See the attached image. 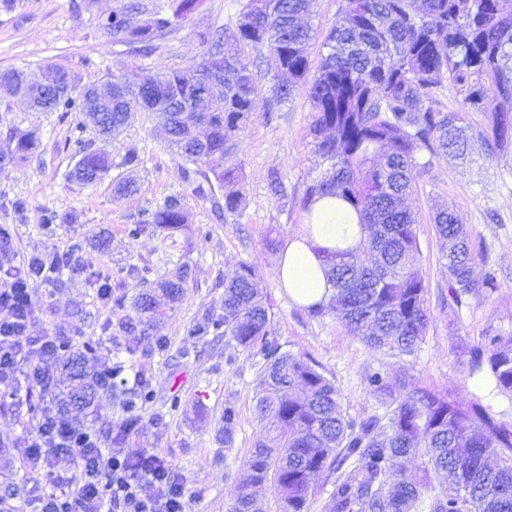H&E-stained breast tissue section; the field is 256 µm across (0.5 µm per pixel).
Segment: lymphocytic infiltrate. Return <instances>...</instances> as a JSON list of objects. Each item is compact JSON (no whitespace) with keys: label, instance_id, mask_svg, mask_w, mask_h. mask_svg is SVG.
Wrapping results in <instances>:
<instances>
[{"label":"lymphocytic infiltrate","instance_id":"obj_1","mask_svg":"<svg viewBox=\"0 0 512 512\" xmlns=\"http://www.w3.org/2000/svg\"><path fill=\"white\" fill-rule=\"evenodd\" d=\"M31 264L0 251V382L28 377L31 368L49 372L58 361L53 336L30 333L34 295L28 284ZM75 461L69 475L56 476L57 457ZM154 470L143 478L128 476L120 454L102 447L94 432L74 435L56 414H46L25 439L20 460L24 472L53 478L54 489L35 512H182L185 487L167 460L151 457Z\"/></svg>","mask_w":512,"mask_h":512}]
</instances>
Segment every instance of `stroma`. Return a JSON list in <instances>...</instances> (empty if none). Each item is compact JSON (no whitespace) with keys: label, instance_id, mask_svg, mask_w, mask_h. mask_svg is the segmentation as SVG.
<instances>
[{"label":"stroma","instance_id":"35a3bbf8","mask_svg":"<svg viewBox=\"0 0 512 512\" xmlns=\"http://www.w3.org/2000/svg\"><path fill=\"white\" fill-rule=\"evenodd\" d=\"M150 0H0V71L18 69L39 80L55 69L68 72L76 88L100 84L109 74L139 83L150 73L187 67L207 51L198 34L210 30L223 36L233 26L244 0H201L187 17L149 47L136 49L120 43L100 27L101 19L122 5L149 4ZM310 104L302 91L288 101L259 106L257 114L239 132V154L244 171L247 206L241 214L224 213L222 195L198 194L182 175L180 159L165 144L160 115L140 112L126 130L107 143L114 167L94 185L67 181L74 161L63 144L73 117L57 112H26L11 89L0 83V153L13 148L23 131L39 129L41 139L26 161L0 168V225L9 226L11 245L22 256H62L72 240L87 246L83 257L103 273L117 266H147L153 276L174 267L182 253L164 234L149 232L129 239L125 227L138 214L167 196L183 197L196 233L193 238L195 281L183 301L164 316L163 333L169 350L153 351V339L140 337L137 355L128 364L127 379L146 373L156 400L145 413L151 428L132 434L121 444L123 454L147 448L171 461L187 494L184 512H230L242 478L243 463L263 434L255 415L261 357L229 345L223 338L200 340L187 328L209 313L221 312L224 281L241 263H251L272 304V326L285 350L311 357L339 388L344 411L352 417L381 413L367 378L375 370L397 376L409 373L417 386L446 394L461 406L480 395L468 369L469 350L491 337L512 345V172L503 161L483 149L465 158L445 154L421 155L422 168L414 193L406 200L416 212L417 234L423 254L427 285L429 327L417 357L404 358L373 350L348 335L334 316L313 317L295 304L278 278L279 245L296 235L305 222L301 200L319 170L308 134ZM136 150L139 190L115 197L114 179L122 176L120 162ZM285 176L286 198L272 196L268 175ZM449 205L467 224L478 251L476 274L497 273L499 288L487 296L477 291L462 308L447 304L448 272L442 240L432 226L437 208ZM64 216V223L46 234L47 212ZM112 237L109 249L93 247L99 231ZM34 293L32 333L36 336L66 332L73 338L97 336L102 347L94 356L96 368L115 359L112 325L123 310L98 299L85 277L69 278L56 287L43 278L30 282ZM14 383L0 382V495L13 496L22 506L24 491L38 480L20 468L23 440L30 429L24 395L9 399ZM179 392L182 407L169 413L167 400ZM238 413L232 451H224L216 435L225 406Z\"/></svg>","mask_w":512,"mask_h":512}]
</instances>
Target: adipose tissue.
Masks as SVG:
<instances>
[{
	"instance_id": "obj_1",
	"label": "adipose tissue",
	"mask_w": 512,
	"mask_h": 512,
	"mask_svg": "<svg viewBox=\"0 0 512 512\" xmlns=\"http://www.w3.org/2000/svg\"><path fill=\"white\" fill-rule=\"evenodd\" d=\"M364 233L347 205L323 198L313 206L301 233L289 238L278 260V275L290 298L309 307L327 302L330 287L320 250L354 247Z\"/></svg>"
}]
</instances>
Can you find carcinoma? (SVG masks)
<instances>
[{"label":"carcinoma","mask_w":512,"mask_h":512,"mask_svg":"<svg viewBox=\"0 0 512 512\" xmlns=\"http://www.w3.org/2000/svg\"><path fill=\"white\" fill-rule=\"evenodd\" d=\"M200 0H171L170 11L122 6L102 22V28L121 43L149 46L173 21L193 12ZM309 0H247L233 30L224 33V48L207 52L186 68L152 73L143 87L133 90L112 84V100L91 109L76 92L29 86L20 105L29 112H74L78 120L65 146L75 158L67 178L101 181L114 166L112 156L94 140L108 142L120 134L136 112H160L165 117L167 146L179 159L195 166L184 178L203 177L195 190L205 195L223 191L224 211L239 213L245 205L242 164L236 161V133L258 111L253 74L240 64L244 46L264 47L277 59L288 81H275L271 97L288 99L305 92L311 106L309 135L321 169L307 185L302 208L324 197L349 204L359 216L367 237L350 249L323 255L329 301L307 307L315 316L332 313L351 336L373 350L413 356L425 341L429 316L416 214L403 207L412 193L427 151L463 154L480 141L487 150L512 154V0H424L414 14L408 0H345L326 31L316 69L310 67L312 28L301 24ZM224 70V91L201 95L214 70ZM448 78L461 107L443 110L437 99ZM469 112L488 114V125L475 130ZM94 139H84L86 132ZM39 131L20 133L13 150L0 160L24 161L35 147ZM117 196L138 191L127 175L113 183ZM173 237L187 233L189 213L179 195H169L155 208L127 225L130 238L149 228ZM435 234L447 244L448 301L461 307L477 290L488 296L499 284L494 271L481 280L473 276L476 251L471 233L457 214L443 209L433 218ZM369 255L367 261L360 253ZM57 266L56 284L64 277L85 276L100 295L112 278H137L143 287L133 313L117 323L125 344L117 346L112 378L98 383L91 365L99 340L90 337L76 348L57 339L59 364L68 384L54 394L61 412L85 410L97 392L120 390L125 416L106 421L112 444L147 429L143 411L154 401L151 378L142 373L126 386L127 362L139 351L134 336L154 337L164 352L168 338L161 334L154 313L176 307L192 278L186 259L174 271L151 281L149 269L119 267L116 275L90 265L57 259H35ZM266 291L248 263L224 281V313L192 324L187 333L199 339L226 337L237 350L264 360L255 414L268 431L255 443L244 462L232 512H256L254 490L273 486L279 512H306L316 493L315 477L337 471L339 476L326 504L327 512H512V426L496 420L479 401L461 408L448 398L417 389L407 379H391L381 371L369 377L374 394L383 399L382 415L355 419L341 407L335 383L306 355L282 350L270 325ZM470 374L487 375L495 395H512V351L498 340L470 350ZM237 415L224 408L221 441L233 447ZM402 457L423 460L431 481L408 478L388 484L391 463Z\"/></svg>","instance_id":"1"}]
</instances>
